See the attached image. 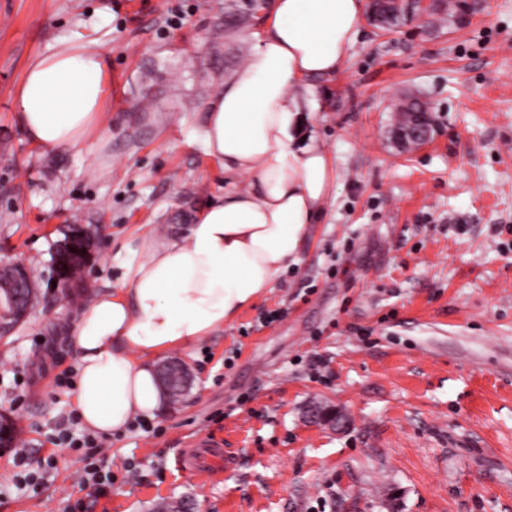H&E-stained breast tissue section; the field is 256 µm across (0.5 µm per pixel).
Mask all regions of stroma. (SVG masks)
I'll return each mask as SVG.
<instances>
[{"mask_svg":"<svg viewBox=\"0 0 512 512\" xmlns=\"http://www.w3.org/2000/svg\"><path fill=\"white\" fill-rule=\"evenodd\" d=\"M270 0H0V263L40 276L25 322L0 334V424L24 442L16 491L0 446V512H512V0H466L462 23L362 20L342 71L312 80L310 129L333 180L299 262L253 308L170 353L189 387L149 429L103 438L112 485L78 488L80 452L52 439L73 412L68 328L120 287L126 245L171 232L224 192L205 153L207 100L244 60ZM235 13L254 14L237 25ZM100 47L101 130L42 152L15 93L28 62ZM427 101L430 141L399 151L392 102ZM105 226L84 289L48 285L68 225ZM346 413L336 433L311 402ZM224 448L216 477L181 471L195 438Z\"/></svg>","mask_w":512,"mask_h":512,"instance_id":"1","label":"stroma"}]
</instances>
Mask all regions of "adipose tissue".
I'll return each mask as SVG.
<instances>
[{"instance_id":"adipose-tissue-1","label":"adipose tissue","mask_w":512,"mask_h":512,"mask_svg":"<svg viewBox=\"0 0 512 512\" xmlns=\"http://www.w3.org/2000/svg\"><path fill=\"white\" fill-rule=\"evenodd\" d=\"M365 0H271L250 53L204 107L206 154L244 188L225 191L179 233L151 230L129 250L124 287L98 294L69 329L75 408L106 437L165 403L157 363L223 330L297 264L319 223L332 172L309 133L296 88L333 77L358 37ZM102 51L69 44L32 61L16 119L45 152L75 147L99 124L107 95Z\"/></svg>"}]
</instances>
